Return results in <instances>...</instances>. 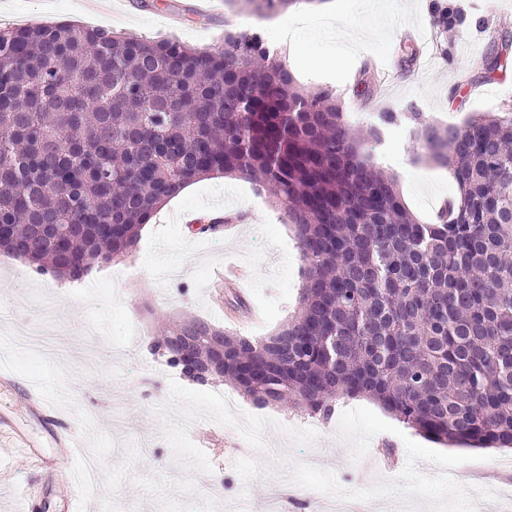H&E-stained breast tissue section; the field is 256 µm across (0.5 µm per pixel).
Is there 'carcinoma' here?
<instances>
[{
  "label": "carcinoma",
  "mask_w": 512,
  "mask_h": 512,
  "mask_svg": "<svg viewBox=\"0 0 512 512\" xmlns=\"http://www.w3.org/2000/svg\"><path fill=\"white\" fill-rule=\"evenodd\" d=\"M260 17L299 0H227ZM467 16L434 0L439 34ZM509 43L483 59L487 80ZM408 121L457 195L423 224L329 87H301L255 30L194 48L70 23L0 29V228L42 274L131 252L169 198L213 175L262 182L294 228L297 312L263 340L224 336V381L253 404L329 417L369 398L441 443L512 447V111ZM73 224L64 243L52 225Z\"/></svg>",
  "instance_id": "carcinoma-1"
}]
</instances>
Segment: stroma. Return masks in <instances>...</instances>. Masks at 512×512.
<instances>
[{
	"mask_svg": "<svg viewBox=\"0 0 512 512\" xmlns=\"http://www.w3.org/2000/svg\"><path fill=\"white\" fill-rule=\"evenodd\" d=\"M89 2L0 0V28L69 21L199 48L220 43L227 29H254L304 87H332L357 104L364 123L412 106L427 120L459 124L512 105V66L491 81L481 77L484 54L512 40V0H454L469 24L449 33L444 56L431 0H376L364 15L350 0H322L330 26L353 34L340 47L289 10L260 18L226 0H213L208 12L195 0H99L95 9ZM172 11L180 23L170 22ZM402 43L421 49L408 68L400 65ZM333 55L337 65L325 66ZM364 75L379 82L367 98L355 94ZM420 153L402 120L373 149L427 223L457 187ZM219 211L241 214L233 235L202 234L183 221ZM301 266L267 188L246 179L189 185L143 225L128 257L78 280L0 256V305L15 311L14 334L38 330L63 340L57 357L21 353L0 365V512H71L63 480L82 472L90 455L100 462L98 487L76 491L89 512H224L226 503L257 496L279 500L281 512H330L343 496L358 512H391L395 504L401 512H512V467L502 464L512 448L441 445L366 398L337 401L323 422L299 409L259 408L239 394L224 409L207 396L229 385H198L149 350V338L193 318L250 339L274 334L297 305ZM32 388L42 390L43 407L31 408ZM247 424L263 431V447L250 442ZM14 437L47 465L10 449ZM70 439L76 448L68 455Z\"/></svg>",
	"mask_w": 512,
	"mask_h": 512,
	"instance_id": "35a3bbf8",
	"label": "stroma"
}]
</instances>
